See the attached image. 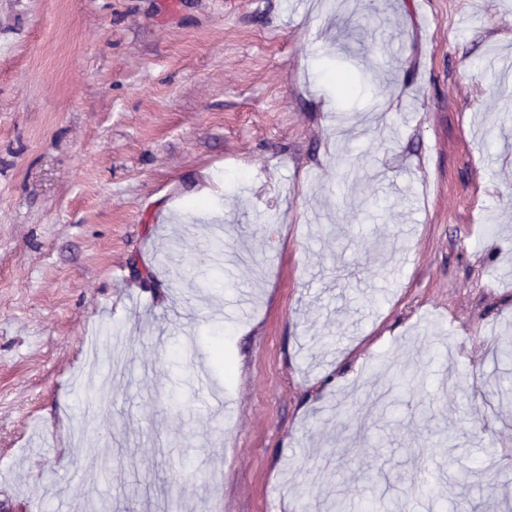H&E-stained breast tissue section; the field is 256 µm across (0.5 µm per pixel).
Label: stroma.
I'll list each match as a JSON object with an SVG mask.
<instances>
[{
  "label": "stroma",
  "instance_id": "35a3bbf8",
  "mask_svg": "<svg viewBox=\"0 0 512 512\" xmlns=\"http://www.w3.org/2000/svg\"><path fill=\"white\" fill-rule=\"evenodd\" d=\"M506 55L512 0H0V512H512Z\"/></svg>",
  "mask_w": 512,
  "mask_h": 512
}]
</instances>
